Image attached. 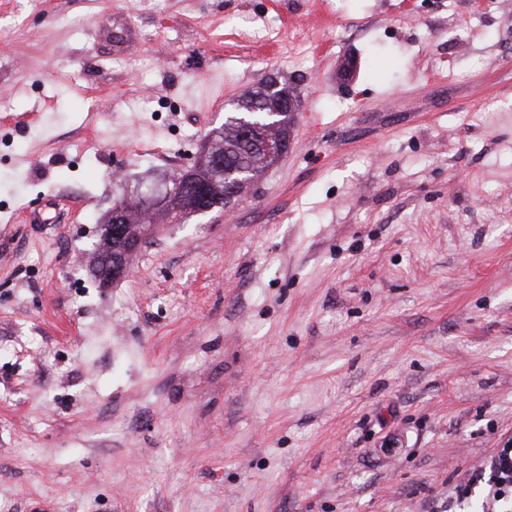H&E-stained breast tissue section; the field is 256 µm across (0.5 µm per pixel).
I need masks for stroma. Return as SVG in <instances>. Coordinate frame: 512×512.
<instances>
[{"label": "stroma", "instance_id": "35a3bbf8", "mask_svg": "<svg viewBox=\"0 0 512 512\" xmlns=\"http://www.w3.org/2000/svg\"><path fill=\"white\" fill-rule=\"evenodd\" d=\"M270 76L287 154L103 286ZM510 439L512 0H0V512H446ZM104 223L102 227L106 236L112 241V250L105 255L103 263L97 261V266L103 264L97 274L104 283L114 284L128 277L130 272L128 257L152 235L154 224L146 221L139 225L138 232L129 234L128 212L121 203H117L112 208Z\"/></svg>", "mask_w": 512, "mask_h": 512}]
</instances>
